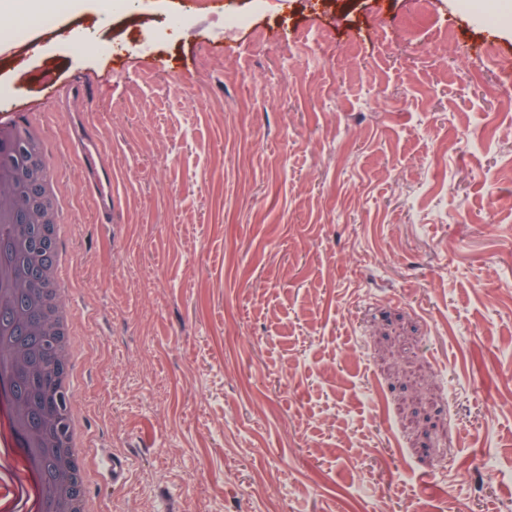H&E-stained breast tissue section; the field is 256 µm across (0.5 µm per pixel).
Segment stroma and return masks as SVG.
<instances>
[{
  "mask_svg": "<svg viewBox=\"0 0 512 512\" xmlns=\"http://www.w3.org/2000/svg\"><path fill=\"white\" fill-rule=\"evenodd\" d=\"M53 13L77 35L38 26L29 64L66 93L0 73V119L24 88L71 200L104 512H512V26L486 42L471 0ZM52 69L53 65L51 60L46 59L32 76L42 83V92L46 97L57 98L60 96L61 89L58 79L51 71ZM84 159L92 170L98 189L105 194L107 198L106 208L102 215L101 222L104 224H112L114 222V212L112 210V178L108 174H104L98 167L97 157L99 147L93 142L84 143Z\"/></svg>",
  "mask_w": 512,
  "mask_h": 512,
  "instance_id": "35a3bbf8",
  "label": "stroma"
}]
</instances>
